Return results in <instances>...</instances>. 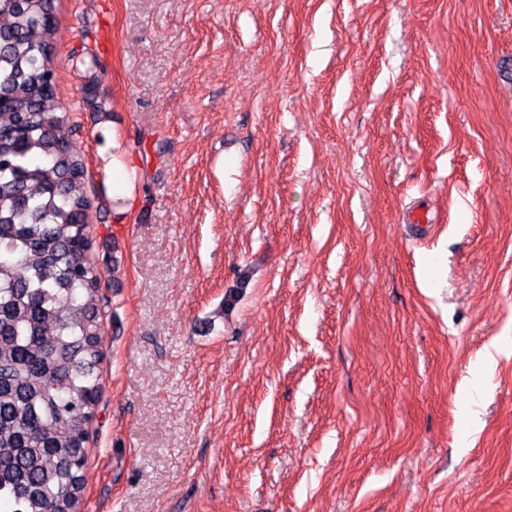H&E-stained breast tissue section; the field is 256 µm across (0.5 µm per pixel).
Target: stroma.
I'll return each instance as SVG.
<instances>
[{"label": "stroma", "instance_id": "1", "mask_svg": "<svg viewBox=\"0 0 512 512\" xmlns=\"http://www.w3.org/2000/svg\"><path fill=\"white\" fill-rule=\"evenodd\" d=\"M56 18L105 310L85 512H512V0Z\"/></svg>", "mask_w": 512, "mask_h": 512}]
</instances>
